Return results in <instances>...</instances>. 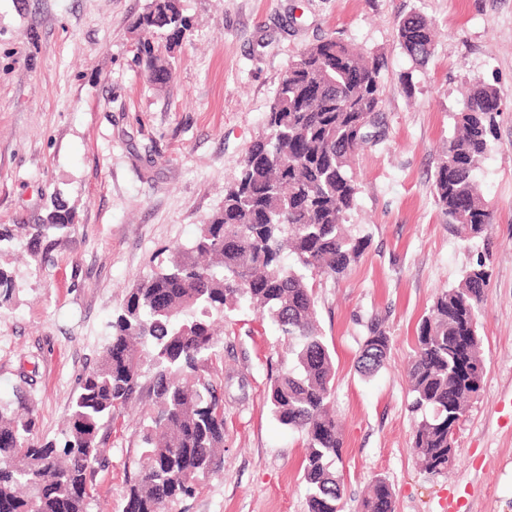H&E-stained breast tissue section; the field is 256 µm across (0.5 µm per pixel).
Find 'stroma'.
<instances>
[{
	"instance_id": "35a3bbf8",
	"label": "stroma",
	"mask_w": 512,
	"mask_h": 512,
	"mask_svg": "<svg viewBox=\"0 0 512 512\" xmlns=\"http://www.w3.org/2000/svg\"><path fill=\"white\" fill-rule=\"evenodd\" d=\"M152 2L0 0V226L41 223L57 196L74 221L40 262L27 260L24 237L0 249L16 284L0 305V404L13 401L21 371L34 372L27 395L38 435L62 440L78 377L129 290L223 205L288 65L333 35L385 62V135L355 159L360 193L347 219L368 245L346 276L315 288L335 357L343 512H357L377 476L392 485L395 512H448L452 495L467 498V512H512V0H179L185 35L151 39L171 64L163 87L148 80L139 52L138 21ZM411 14L436 30L422 66L397 39ZM476 80L503 97L475 173L495 216L486 376L456 428L447 473L432 475L412 454L406 368L422 318L483 250L449 232L433 188L453 114ZM374 320L392 345L366 378L356 359ZM285 354L280 331L251 307L225 313L214 369L224 467L172 512H307L303 438L266 401ZM140 417L132 406L100 429L107 463L92 480L109 512H124Z\"/></svg>"
}]
</instances>
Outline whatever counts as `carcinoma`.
Here are the masks:
<instances>
[{"label":"carcinoma","instance_id":"cac0c4a2","mask_svg":"<svg viewBox=\"0 0 512 512\" xmlns=\"http://www.w3.org/2000/svg\"><path fill=\"white\" fill-rule=\"evenodd\" d=\"M140 24L171 40L188 28L177 0H153ZM398 42L422 65L434 50L433 25L421 15L398 23ZM145 72L158 85L172 78L169 62L142 46ZM377 57L327 37L291 62L271 105L267 132L248 149L239 176L224 189V204L169 264L140 277L112 318V334L98 361L78 378L63 444L35 438L36 417L22 390L0 405V512H91L93 465L106 461L99 431L141 397L150 374L152 404L141 425V447L124 512H168L192 496L201 476L220 470L224 452L223 395L212 378L218 321L243 303L257 307L288 341V359L270 380L274 419L304 436L302 483L308 512H342L336 476L343 441L330 412L332 353L316 323L315 282L339 279L363 255L367 241L343 231L356 204L351 172L355 152L380 140L383 104ZM502 95L478 81L454 113V134L434 175L436 203L448 230L491 247L494 214L475 182ZM34 260L72 228L60 201L32 224ZM490 284L487 258L441 291L417 335L408 367L411 410L420 415L413 449L423 469L448 467V429L480 391L486 366L479 332ZM391 336L368 327L358 368L370 377L387 360ZM395 493L375 477L360 512H395Z\"/></svg>","mask_w":512,"mask_h":512}]
</instances>
